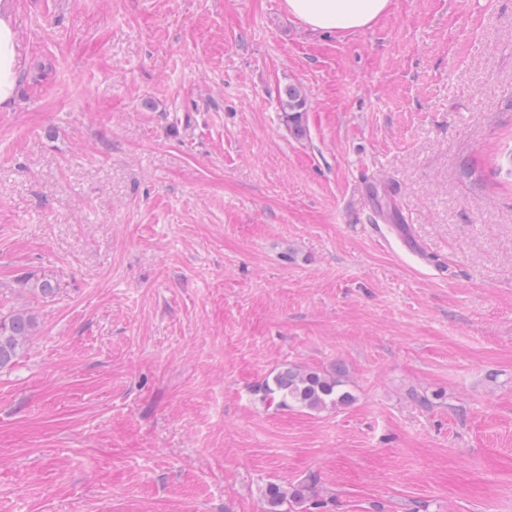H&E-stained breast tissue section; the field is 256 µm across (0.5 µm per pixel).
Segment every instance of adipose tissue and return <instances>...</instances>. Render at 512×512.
I'll list each match as a JSON object with an SVG mask.
<instances>
[{
    "mask_svg": "<svg viewBox=\"0 0 512 512\" xmlns=\"http://www.w3.org/2000/svg\"><path fill=\"white\" fill-rule=\"evenodd\" d=\"M289 15L315 32L355 33L388 14L393 0H284ZM13 0H0V110L11 109L21 81Z\"/></svg>",
    "mask_w": 512,
    "mask_h": 512,
    "instance_id": "adipose-tissue-1",
    "label": "adipose tissue"
}]
</instances>
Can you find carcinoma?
Returning <instances> with one entry per match:
<instances>
[{"label": "carcinoma", "mask_w": 512, "mask_h": 512, "mask_svg": "<svg viewBox=\"0 0 512 512\" xmlns=\"http://www.w3.org/2000/svg\"><path fill=\"white\" fill-rule=\"evenodd\" d=\"M281 103L293 134L303 135L302 112L306 105L303 90L296 85H288L283 90ZM35 329L36 318L28 311L13 310L5 316L0 315V368L14 362ZM347 384L346 375L340 367L331 371H317L285 365L272 378L259 384L257 392L261 393L267 404L278 409L297 406L324 411L350 402L351 394L345 390ZM308 489L307 485L291 488L278 483L269 484L265 492L266 512H294Z\"/></svg>", "instance_id": "obj_1"}]
</instances>
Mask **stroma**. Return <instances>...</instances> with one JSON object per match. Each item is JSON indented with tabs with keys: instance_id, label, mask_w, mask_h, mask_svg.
Instances as JSON below:
<instances>
[{
	"instance_id": "1",
	"label": "stroma",
	"mask_w": 512,
	"mask_h": 512,
	"mask_svg": "<svg viewBox=\"0 0 512 512\" xmlns=\"http://www.w3.org/2000/svg\"><path fill=\"white\" fill-rule=\"evenodd\" d=\"M282 3L15 0L0 512H512V0ZM288 364L352 402L268 406ZM285 9L314 32L355 33L388 14L393 0H284ZM283 96L281 97L280 93L282 108L286 113L289 127L295 136H302L305 133L302 112L306 105V96L299 86L292 84L284 88ZM36 324L33 313L28 311L0 314V368L14 362L29 336H33ZM309 485H298L294 488L271 483L267 486L265 492L266 512H294L305 497V493H310Z\"/></svg>"
}]
</instances>
